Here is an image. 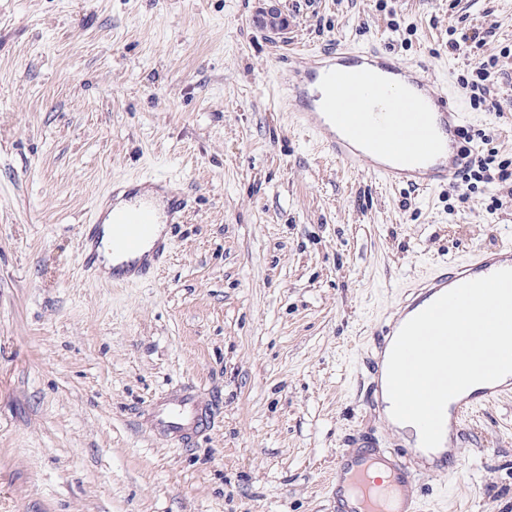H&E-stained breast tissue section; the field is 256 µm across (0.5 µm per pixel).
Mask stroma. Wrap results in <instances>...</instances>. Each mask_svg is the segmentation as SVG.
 <instances>
[{
    "instance_id": "35a3bbf8",
    "label": "stroma",
    "mask_w": 512,
    "mask_h": 512,
    "mask_svg": "<svg viewBox=\"0 0 512 512\" xmlns=\"http://www.w3.org/2000/svg\"><path fill=\"white\" fill-rule=\"evenodd\" d=\"M0 0V512H330L351 433L407 441L366 403L379 321L435 264L512 240V196L382 186L294 124L306 52L377 44L450 93L502 59L472 130L512 159V0ZM188 207L151 280L83 270L82 226L125 183ZM498 210H489L492 198ZM192 384L214 428L140 423ZM424 512H512V392L469 416ZM259 28L277 35L288 29V19L274 6L262 7L256 15Z\"/></svg>"
}]
</instances>
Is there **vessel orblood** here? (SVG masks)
Wrapping results in <instances>:
<instances>
[{"instance_id": "obj_1", "label": "vessel or blood", "mask_w": 512, "mask_h": 512, "mask_svg": "<svg viewBox=\"0 0 512 512\" xmlns=\"http://www.w3.org/2000/svg\"><path fill=\"white\" fill-rule=\"evenodd\" d=\"M290 89L300 103V125L316 133L328 155L348 166L364 163L384 184H405L431 191L456 184L470 158L463 132L467 119L461 94L428 85L418 67L402 66L377 46L314 56L311 64L289 72ZM366 120H358V112ZM129 206L113 208L110 243L113 281L137 275L148 278L165 258L153 238L161 224L179 223L187 207L173 195L166 207L124 191ZM512 268V246L492 256L451 261L414 290L402 312L376 331L379 352L392 348L402 326L434 300L459 284ZM503 386L488 387L453 402L445 410L447 428L460 426L468 414L500 397ZM152 431L189 444L211 425L192 386L183 384L155 399L146 419ZM415 447L382 448L370 437H354L333 465L336 492L332 512H422L419 474L409 460ZM466 450L453 445L438 452L432 473L444 475Z\"/></svg>"}]
</instances>
